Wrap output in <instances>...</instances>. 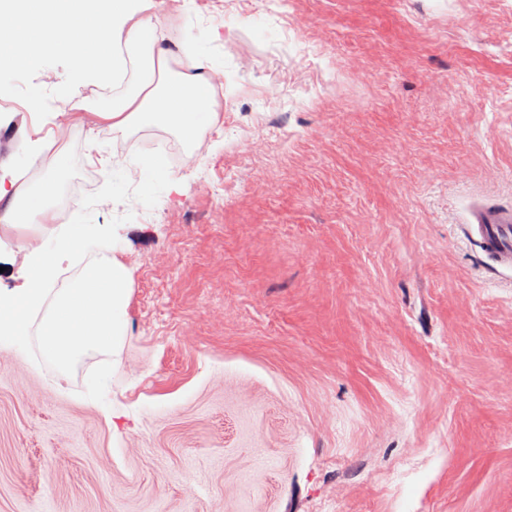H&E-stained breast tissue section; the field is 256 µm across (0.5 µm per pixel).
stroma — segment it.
Listing matches in <instances>:
<instances>
[{
	"instance_id": "obj_1",
	"label": "stroma",
	"mask_w": 512,
	"mask_h": 512,
	"mask_svg": "<svg viewBox=\"0 0 512 512\" xmlns=\"http://www.w3.org/2000/svg\"><path fill=\"white\" fill-rule=\"evenodd\" d=\"M152 2L218 63L192 157L68 109L67 55L0 72V175L59 112L64 221L133 271L117 353L0 345V512H512V277L460 230L512 207V0Z\"/></svg>"
}]
</instances>
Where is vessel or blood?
<instances>
[{
	"label": "vessel or blood",
	"instance_id": "vessel-or-blood-1",
	"mask_svg": "<svg viewBox=\"0 0 512 512\" xmlns=\"http://www.w3.org/2000/svg\"><path fill=\"white\" fill-rule=\"evenodd\" d=\"M493 264L504 272H512V208L482 204L472 213L466 227Z\"/></svg>",
	"mask_w": 512,
	"mask_h": 512
}]
</instances>
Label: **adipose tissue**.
Instances as JSON below:
<instances>
[{"instance_id":"obj_1","label":"adipose tissue","mask_w":512,"mask_h":512,"mask_svg":"<svg viewBox=\"0 0 512 512\" xmlns=\"http://www.w3.org/2000/svg\"><path fill=\"white\" fill-rule=\"evenodd\" d=\"M0 0V64L21 70L37 58L72 52L77 77L97 87L96 115L113 131L159 127L199 144L218 120L214 59L193 50V40L169 43L149 15V0ZM83 34L75 42V34ZM188 69H177L182 57ZM36 182L0 186V222L32 225L43 244L28 255L22 288L0 292V345L25 349L37 340L42 357L60 373L83 358L115 350L127 334L131 269L116 256H94L68 281L65 261L96 243L89 224L58 231L60 172Z\"/></svg>"}]
</instances>
